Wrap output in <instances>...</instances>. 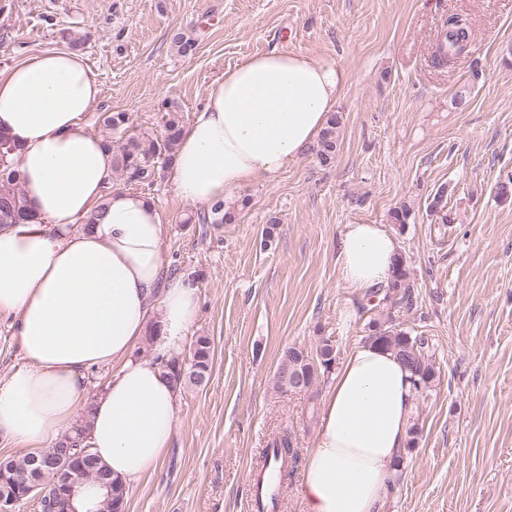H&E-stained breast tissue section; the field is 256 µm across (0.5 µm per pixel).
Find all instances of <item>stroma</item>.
<instances>
[{"label": "stroma", "instance_id": "obj_1", "mask_svg": "<svg viewBox=\"0 0 512 512\" xmlns=\"http://www.w3.org/2000/svg\"><path fill=\"white\" fill-rule=\"evenodd\" d=\"M451 14L468 19L471 46L439 65ZM176 32L195 38L194 55L176 53ZM71 36L102 89L85 117L95 134L111 112L160 131L165 100L192 121L214 78L274 48L346 74L333 161L307 150L233 199L230 223H198L207 206L181 201L168 172L150 186L114 178L157 202L163 256L199 293L189 335L212 346L208 384L182 389L172 445L128 484L124 512H251L250 469L285 428L299 456L285 512H300L320 429L309 407L331 380L278 388L280 353L326 340L344 362L378 310L435 351V379L416 395V444L382 512H512V198L496 196L512 177V0H0V71L67 49ZM402 207L399 225L391 213ZM349 224L398 237L412 308H375L345 288L336 257Z\"/></svg>", "mask_w": 512, "mask_h": 512}]
</instances>
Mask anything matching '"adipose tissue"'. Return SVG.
Instances as JSON below:
<instances>
[{
  "mask_svg": "<svg viewBox=\"0 0 512 512\" xmlns=\"http://www.w3.org/2000/svg\"><path fill=\"white\" fill-rule=\"evenodd\" d=\"M346 81L333 62L273 49L225 70L185 128L171 181L204 205L274 178L313 145ZM101 88L83 58L49 50L0 71V133L25 188L30 221L0 228V314L16 315L22 367L0 383V435L26 448L58 441L87 410L81 445L123 481L163 462L179 390L163 364L182 348L199 309L171 273L154 201L112 187V154L82 123ZM396 237L381 224L347 225L341 282L368 294L390 282ZM153 355L137 357L146 336ZM112 369L87 398L84 379ZM416 391L397 357L357 345L332 380L301 512H380L407 455Z\"/></svg>",
  "mask_w": 512,
  "mask_h": 512,
  "instance_id": "obj_1",
  "label": "adipose tissue"
}]
</instances>
